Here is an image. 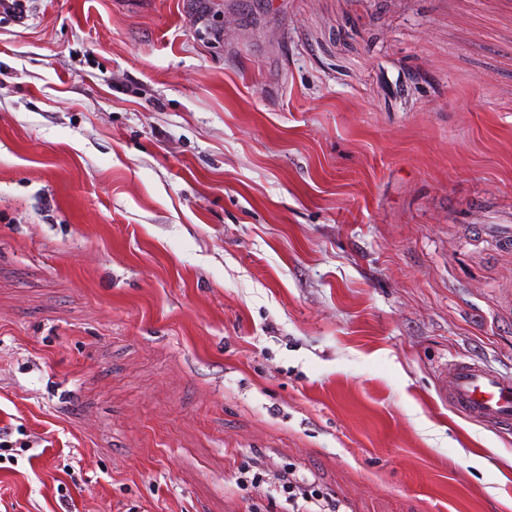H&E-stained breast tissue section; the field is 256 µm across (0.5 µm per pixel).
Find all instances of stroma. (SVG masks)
Instances as JSON below:
<instances>
[{
    "label": "stroma",
    "mask_w": 512,
    "mask_h": 512,
    "mask_svg": "<svg viewBox=\"0 0 512 512\" xmlns=\"http://www.w3.org/2000/svg\"><path fill=\"white\" fill-rule=\"evenodd\" d=\"M512 0L0 19V512H512ZM260 484H251L253 475ZM440 391L452 407L470 420L512 429V376L481 361H455L447 367ZM273 490L284 498L289 512H340L342 504L324 493L315 481L299 476L293 469L284 470Z\"/></svg>",
    "instance_id": "obj_1"
}]
</instances>
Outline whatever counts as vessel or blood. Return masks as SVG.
<instances>
[{"label": "vessel or blood", "instance_id": "vessel-or-blood-1", "mask_svg": "<svg viewBox=\"0 0 512 512\" xmlns=\"http://www.w3.org/2000/svg\"><path fill=\"white\" fill-rule=\"evenodd\" d=\"M440 391L452 407L470 420L512 429V376L470 359L449 365Z\"/></svg>", "mask_w": 512, "mask_h": 512}]
</instances>
